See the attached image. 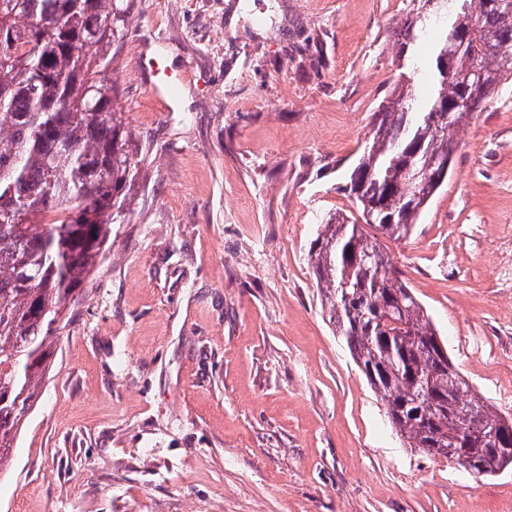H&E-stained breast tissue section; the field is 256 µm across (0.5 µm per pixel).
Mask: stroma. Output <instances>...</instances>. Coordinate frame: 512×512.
Masks as SVG:
<instances>
[{"mask_svg":"<svg viewBox=\"0 0 512 512\" xmlns=\"http://www.w3.org/2000/svg\"><path fill=\"white\" fill-rule=\"evenodd\" d=\"M420 0H134L109 64L146 156L0 475V512H512L407 448L308 261ZM189 69L159 111L158 69ZM380 241L463 377L512 417V78Z\"/></svg>","mask_w":512,"mask_h":512,"instance_id":"stroma-1","label":"stroma"}]
</instances>
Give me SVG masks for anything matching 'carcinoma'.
<instances>
[{
  "label": "carcinoma",
  "instance_id": "obj_1",
  "mask_svg": "<svg viewBox=\"0 0 512 512\" xmlns=\"http://www.w3.org/2000/svg\"><path fill=\"white\" fill-rule=\"evenodd\" d=\"M494 2L462 0L437 44L425 100L398 87L374 113L349 193L391 237L408 235L442 186L426 176L435 160L452 157L454 133L470 116L455 103L512 74V16ZM131 7L0 0V470L51 378L56 331L71 319L67 302L100 266L143 161L107 74ZM422 27L417 16L403 21L399 56H413ZM308 257L330 322L408 447L446 458L448 436L497 425L455 367L437 368L441 337L376 238L338 216L322 225ZM466 455L483 478L512 466L485 448Z\"/></svg>",
  "mask_w": 512,
  "mask_h": 512
}]
</instances>
